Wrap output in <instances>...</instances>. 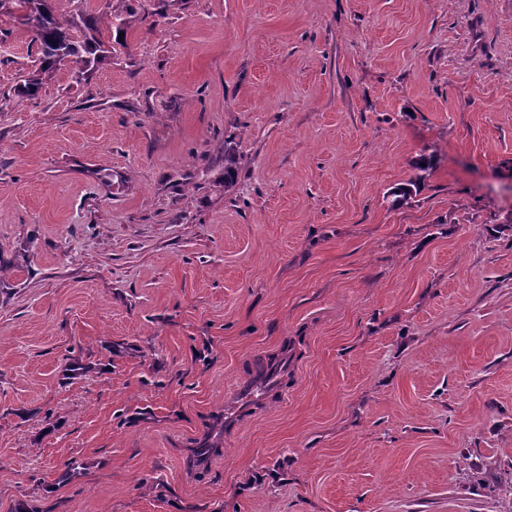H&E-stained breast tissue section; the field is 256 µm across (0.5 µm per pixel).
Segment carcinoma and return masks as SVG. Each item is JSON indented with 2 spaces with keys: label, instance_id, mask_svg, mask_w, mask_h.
Instances as JSON below:
<instances>
[{
  "label": "carcinoma",
  "instance_id": "1",
  "mask_svg": "<svg viewBox=\"0 0 512 512\" xmlns=\"http://www.w3.org/2000/svg\"><path fill=\"white\" fill-rule=\"evenodd\" d=\"M128 0H117L118 6L107 15L109 27L126 32L128 24L123 9ZM22 12V22L37 44L38 67L14 86L19 97L34 98L44 82L61 65L73 67L74 78L81 81L95 66L107 58L109 50L98 37L100 17L84 8L70 17H60L54 9L42 11L39 0H0V13ZM237 170V155L232 147H224V186H229Z\"/></svg>",
  "mask_w": 512,
  "mask_h": 512
}]
</instances>
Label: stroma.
<instances>
[{"mask_svg":"<svg viewBox=\"0 0 512 512\" xmlns=\"http://www.w3.org/2000/svg\"><path fill=\"white\" fill-rule=\"evenodd\" d=\"M127 20L26 100L0 15V512H512V0Z\"/></svg>","mask_w":512,"mask_h":512,"instance_id":"obj_1","label":"stroma"}]
</instances>
